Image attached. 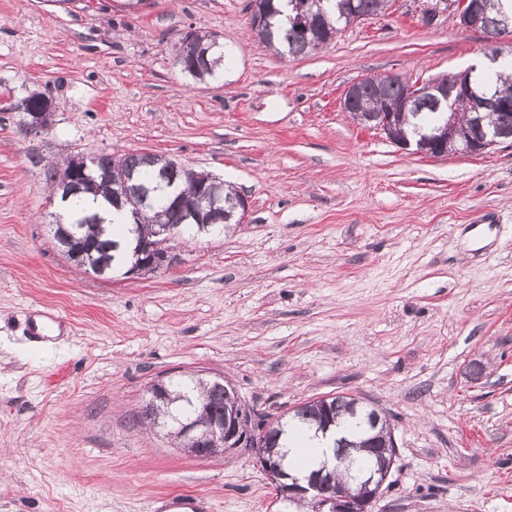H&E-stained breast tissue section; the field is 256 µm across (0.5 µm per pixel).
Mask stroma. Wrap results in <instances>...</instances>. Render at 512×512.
I'll return each mask as SVG.
<instances>
[{"instance_id": "35a3bbf8", "label": "stroma", "mask_w": 512, "mask_h": 512, "mask_svg": "<svg viewBox=\"0 0 512 512\" xmlns=\"http://www.w3.org/2000/svg\"><path fill=\"white\" fill-rule=\"evenodd\" d=\"M120 2L0 0V96L55 106L38 137L0 112V512H275L248 453L189 457L137 421L154 380L196 370L272 418L332 394L384 412L375 512H512V145L419 155L342 106L366 77L470 68L482 34L397 0L286 58L249 0ZM190 27L223 42V78L175 66ZM132 150L233 182L245 223L145 277L68 262L30 156Z\"/></svg>"}]
</instances>
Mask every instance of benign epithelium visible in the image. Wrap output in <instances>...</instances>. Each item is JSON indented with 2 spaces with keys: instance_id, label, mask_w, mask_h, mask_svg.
<instances>
[{
  "instance_id": "7a95c632",
  "label": "benign epithelium",
  "mask_w": 512,
  "mask_h": 512,
  "mask_svg": "<svg viewBox=\"0 0 512 512\" xmlns=\"http://www.w3.org/2000/svg\"><path fill=\"white\" fill-rule=\"evenodd\" d=\"M494 0H483L476 4L472 0H430L420 10L421 21L436 18L448 12L458 20L461 28L475 30L478 27L476 8L486 10L492 7ZM195 51L194 32L184 30L172 43L173 58L181 60L188 53ZM471 71L458 74L453 86L443 85L439 79L432 78L410 85L409 97L402 101L385 102L381 113L368 114L361 123L378 130L387 139L403 149L411 146L409 137L400 131L404 114L409 103L416 101L424 94L440 95L449 99L458 94L471 107L473 112H485L498 107L500 100L489 98L472 87L469 79ZM6 103L17 111L24 112L20 122L23 133L40 135L45 132L43 116L36 112L25 111V102L21 99L9 98ZM512 140V128L504 125L485 127L478 125L473 128L464 126L460 113L454 109L442 116L435 129L417 139L416 152L424 155H455L480 154L487 149ZM129 173L112 172V187L118 203L130 207L132 214L147 202V193L141 192L136 197L129 195ZM221 182L203 174L200 180L189 186L200 198L203 207L194 214L181 218L179 225L160 224L153 238L141 244L136 253V261L129 267L126 274L152 273L172 263L171 243L178 237L177 227L186 224H216L221 217L214 211L217 193ZM252 420V412L241 401L222 415L204 414L203 416L182 425L181 447L184 452L201 458L211 457L214 446H221L224 452L236 451L240 448L251 450L255 463L259 466L278 489L279 498L298 500L311 497L318 502L320 512H373L377 500L395 464L397 448L395 439H383L378 450L379 464L363 482V492L351 497L333 485L330 475L320 470L301 481L290 477L282 467L269 460L264 448V429L245 426V421Z\"/></svg>"
}]
</instances>
